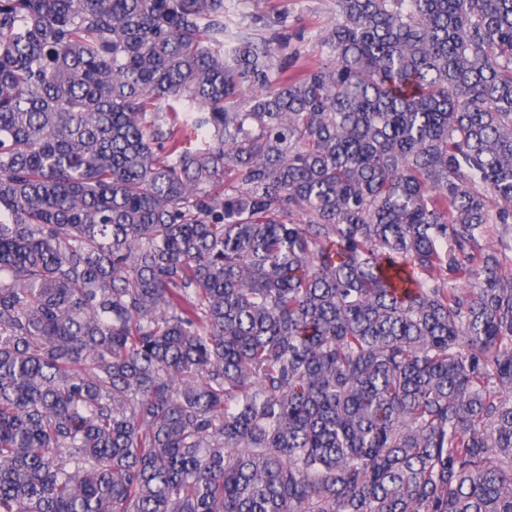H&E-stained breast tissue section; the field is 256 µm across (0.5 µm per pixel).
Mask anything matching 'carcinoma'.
<instances>
[{
  "instance_id": "cac0c4a2",
  "label": "carcinoma",
  "mask_w": 512,
  "mask_h": 512,
  "mask_svg": "<svg viewBox=\"0 0 512 512\" xmlns=\"http://www.w3.org/2000/svg\"><path fill=\"white\" fill-rule=\"evenodd\" d=\"M335 2L0 0V512H512V0ZM224 14V43L240 31L255 30L269 36L275 30L285 35L280 54L288 66L303 70L324 58L320 33L336 21L334 0H229ZM283 20L284 29L274 25ZM270 25V26H269Z\"/></svg>"
}]
</instances>
